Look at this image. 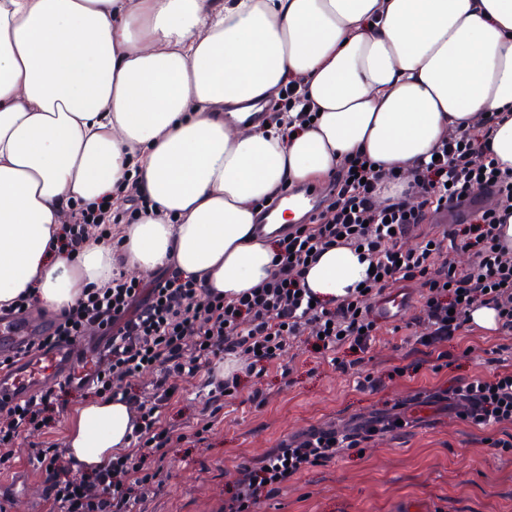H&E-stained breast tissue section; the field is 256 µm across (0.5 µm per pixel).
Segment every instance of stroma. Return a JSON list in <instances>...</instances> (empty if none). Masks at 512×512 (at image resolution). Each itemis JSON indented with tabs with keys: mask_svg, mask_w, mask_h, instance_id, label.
Here are the masks:
<instances>
[{
	"mask_svg": "<svg viewBox=\"0 0 512 512\" xmlns=\"http://www.w3.org/2000/svg\"><path fill=\"white\" fill-rule=\"evenodd\" d=\"M384 325L370 353L353 372L341 373L316 358L305 345H294L272 367L263 386V404L248 391L227 400L204 434L191 445V428L175 410L162 411L161 426H174L180 439L169 454V478L163 493L146 512H224V497L238 468L263 460L272 448L313 426L341 428L375 413L392 412L415 390L435 388L449 375L492 374L496 364H512V335L469 331L453 342L452 371L422 370L394 374L406 364L415 337ZM391 372L376 393L356 388L358 377ZM70 414L45 433L22 434L0 462V495L11 512H36L41 477L33 450L45 443L64 450ZM486 431L452 415H424L422 422L376 436L365 450L342 451L331 461L308 467L262 501L255 512H512V454L488 448Z\"/></svg>",
	"mask_w": 512,
	"mask_h": 512,
	"instance_id": "35a3bbf8",
	"label": "stroma"
}]
</instances>
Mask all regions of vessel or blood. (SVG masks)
I'll return each instance as SVG.
<instances>
[{"label":"vessel or blood","instance_id":"vessel-or-blood-1","mask_svg":"<svg viewBox=\"0 0 512 512\" xmlns=\"http://www.w3.org/2000/svg\"><path fill=\"white\" fill-rule=\"evenodd\" d=\"M409 307L402 291L380 300L375 314L380 322L399 320ZM47 318L25 315L0 319V352L9 354L21 349L35 336L49 333ZM100 347L98 339L75 340L20 360L11 372L0 373V401L17 402L46 385L70 382L76 389L88 388L93 379L94 360Z\"/></svg>","mask_w":512,"mask_h":512}]
</instances>
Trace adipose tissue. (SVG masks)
Instances as JSON below:
<instances>
[{
	"label": "adipose tissue",
	"mask_w": 512,
	"mask_h": 512,
	"mask_svg": "<svg viewBox=\"0 0 512 512\" xmlns=\"http://www.w3.org/2000/svg\"><path fill=\"white\" fill-rule=\"evenodd\" d=\"M301 80L316 118L295 137L242 125ZM512 114V0H0V305L29 284L58 311L83 288L172 265L226 298L274 271L258 201L336 175L388 169L440 136ZM138 174L154 215L116 229L120 252L52 244L68 201ZM368 255L321 254L319 298L363 285ZM119 398L77 409L66 455L104 466L132 440Z\"/></svg>",
	"instance_id": "1"
}]
</instances>
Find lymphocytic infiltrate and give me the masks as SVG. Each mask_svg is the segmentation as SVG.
I'll list each match as a JSON object with an SVG mask.
<instances>
[{"mask_svg":"<svg viewBox=\"0 0 512 512\" xmlns=\"http://www.w3.org/2000/svg\"><path fill=\"white\" fill-rule=\"evenodd\" d=\"M489 121L446 132L435 159L404 172L381 173L356 158L326 188V205L307 223L289 225L270 237L277 261L269 280L232 300L204 294L193 279L166 268L149 282L118 277L84 289L74 305L54 313L52 334L33 349L80 336L108 335L100 375L91 396H121L136 416L132 448L104 467L73 477L72 462L43 449L41 512H136L165 487L172 433L159 424L162 409L179 400L185 382L198 380L205 397L198 410L201 438L226 397L250 388L267 398L261 383L290 341L334 351L336 370L349 373L364 361L381 328L372 314L379 293L402 285L418 294L416 316L426 332L418 344L448 342L469 331L471 312L485 306L497 313V328L512 334V249L502 228L512 216V170L491 155ZM407 182L408 191L381 198L383 183ZM130 212L118 210V203ZM148 209L137 178L128 177L97 199L68 202L56 254L77 257L90 237L113 241V225L135 223ZM416 246H409L410 238ZM343 244L363 249L375 275L369 291L355 290L338 301L316 299L302 287L312 254ZM469 254L457 265V250ZM235 357L236 370L218 376L216 366ZM155 372L150 386L142 375ZM69 385L0 405V449L19 433L45 431L59 420L72 396ZM449 403L459 419L479 429L512 424V369L454 381L420 391L408 406ZM411 418L380 414L343 430L314 427L272 451L265 462L243 465L224 512H248L273 485L304 468L358 448L379 432L411 426Z\"/></svg>","mask_w":512,"mask_h":512,"instance_id":"f902f5d3","label":"lymphocytic infiltrate"}]
</instances>
